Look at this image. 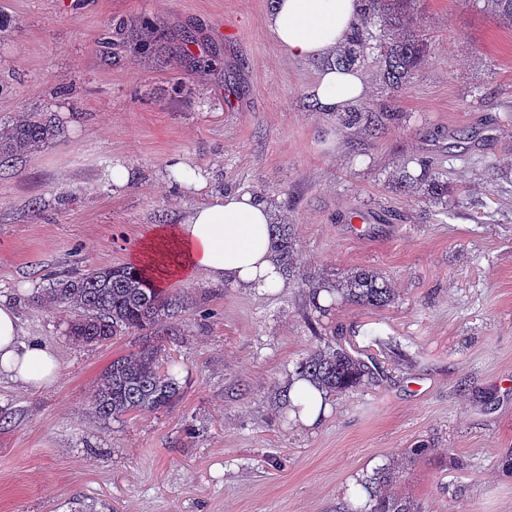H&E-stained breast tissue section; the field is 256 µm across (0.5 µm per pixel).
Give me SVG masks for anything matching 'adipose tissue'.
Masks as SVG:
<instances>
[{
    "instance_id": "obj_1",
    "label": "adipose tissue",
    "mask_w": 512,
    "mask_h": 512,
    "mask_svg": "<svg viewBox=\"0 0 512 512\" xmlns=\"http://www.w3.org/2000/svg\"><path fill=\"white\" fill-rule=\"evenodd\" d=\"M358 13V0H274L265 18L288 56L321 62L311 93L323 111H337L368 94L360 70L328 62L330 54L346 45ZM276 221L271 203L248 192L230 193L196 206L182 223L155 227L132 264L141 268L154 259L167 267L171 279L202 275L274 294L285 286L271 233ZM59 373L57 353L40 340H23L15 307L0 300V378L39 389Z\"/></svg>"
}]
</instances>
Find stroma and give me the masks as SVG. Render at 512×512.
<instances>
[{
    "instance_id": "35a3bbf8",
    "label": "stroma",
    "mask_w": 512,
    "mask_h": 512,
    "mask_svg": "<svg viewBox=\"0 0 512 512\" xmlns=\"http://www.w3.org/2000/svg\"><path fill=\"white\" fill-rule=\"evenodd\" d=\"M271 0H0V122L49 112L61 140L0 169V297L25 337L56 349L58 380L0 382V512H350L359 481L401 466L421 512H512V23L482 0H421L429 61L407 87L359 65L362 106L400 113L377 135L338 127L310 93L319 62L288 57L264 24ZM129 24L119 57L100 40ZM162 39L149 42L147 25ZM234 28L226 38V28ZM428 158L456 203L392 180ZM186 159L204 183L170 187ZM133 178L113 189V161ZM271 200L292 224L298 271L335 286L389 279L385 307L316 312L289 282L260 295L204 278L184 332L158 341L181 390L167 408L110 424L88 410L112 360L145 335L77 346L65 313L32 304L41 274L128 264L158 224L218 195ZM369 215L354 232L349 218ZM342 329L360 357L392 350L377 378L330 397L315 425L284 417L298 364ZM425 454L410 456V449Z\"/></svg>"
}]
</instances>
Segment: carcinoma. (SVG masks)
<instances>
[{
  "instance_id": "carcinoma-1",
  "label": "carcinoma",
  "mask_w": 512,
  "mask_h": 512,
  "mask_svg": "<svg viewBox=\"0 0 512 512\" xmlns=\"http://www.w3.org/2000/svg\"><path fill=\"white\" fill-rule=\"evenodd\" d=\"M417 0H360L359 23L334 60L338 68L348 69L363 57L367 46L363 26L374 21L383 30L374 49L382 57V79L401 90L428 62V43L415 29L414 4ZM489 12L512 21V0H485ZM127 24L112 25V36L104 44L116 54L125 46ZM338 121L345 127H371L373 115L361 109L341 112ZM62 129L49 112H20L9 123L0 125V167L13 157L34 152L59 140ZM419 175L405 170L393 180L395 188L408 191L419 186L423 197L434 204L448 205V180L432 165L420 160ZM282 274L297 276L293 263L294 238L289 224L272 227ZM332 300L363 308L387 305L393 298L387 279L374 270L358 269L336 288L327 289ZM34 303L47 309L72 313L66 336L76 345L100 343L117 336L147 331L153 336L175 334L172 320L188 306L187 296L156 287L151 274L130 266L98 267L71 275L47 279ZM379 369L371 358L367 363L353 355L342 343L312 351L299 363L296 373L331 395L349 393ZM177 365L162 368L154 347L112 360L103 373L91 409L106 423L130 412L155 411L168 407L179 391ZM398 477L392 467L380 468L361 482L368 499L356 512H420L408 497L387 491Z\"/></svg>"
}]
</instances>
